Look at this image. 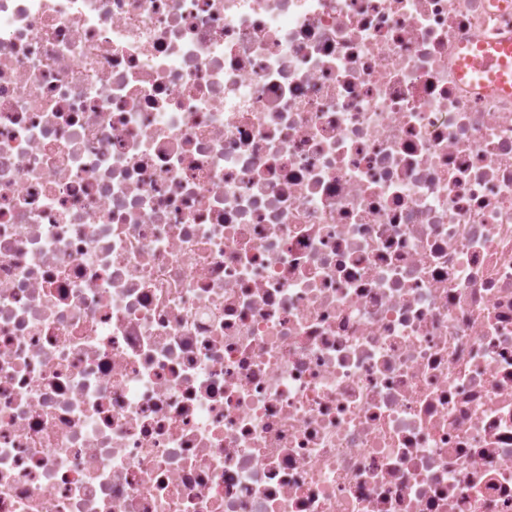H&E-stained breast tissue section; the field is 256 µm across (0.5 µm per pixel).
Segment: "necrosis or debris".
<instances>
[{
	"label": "necrosis or debris",
	"instance_id": "obj_1",
	"mask_svg": "<svg viewBox=\"0 0 512 512\" xmlns=\"http://www.w3.org/2000/svg\"><path fill=\"white\" fill-rule=\"evenodd\" d=\"M512 0H0V512H512ZM459 77L474 83H492L512 94V45L503 47L482 43L477 51L464 52L461 54Z\"/></svg>",
	"mask_w": 512,
	"mask_h": 512
}]
</instances>
